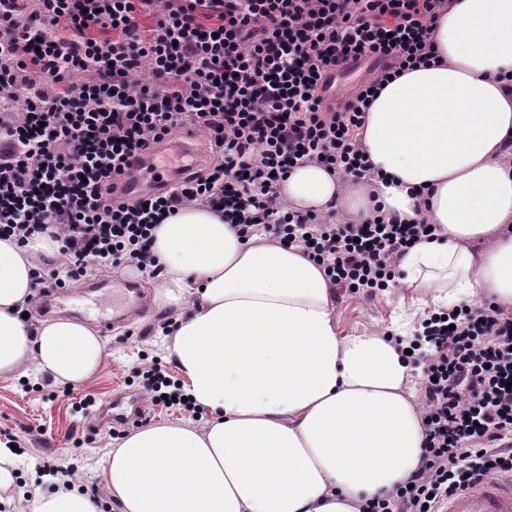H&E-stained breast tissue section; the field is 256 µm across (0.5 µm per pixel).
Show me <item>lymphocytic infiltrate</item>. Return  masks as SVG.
I'll return each mask as SVG.
<instances>
[{
    "mask_svg": "<svg viewBox=\"0 0 512 512\" xmlns=\"http://www.w3.org/2000/svg\"><path fill=\"white\" fill-rule=\"evenodd\" d=\"M448 0H0V239L60 241L62 288L102 266L157 277L154 230L182 208H215L241 238L300 246L330 288L370 298L408 249L430 239L424 211L360 221L297 209L279 184L316 164L342 182L370 177L359 137L383 86L437 60ZM152 26L143 29L141 18ZM373 67L326 103L331 68ZM194 127L221 158L169 186L116 201L143 149ZM422 368L424 454L406 484L366 512H443L450 497L512 476V314L490 300L432 313L401 340ZM152 401L196 413L152 367Z\"/></svg>",
    "mask_w": 512,
    "mask_h": 512,
    "instance_id": "1",
    "label": "lymphocytic infiltrate"
}]
</instances>
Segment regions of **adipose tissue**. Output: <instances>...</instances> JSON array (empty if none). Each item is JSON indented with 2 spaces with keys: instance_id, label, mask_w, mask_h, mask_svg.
I'll return each instance as SVG.
<instances>
[{
  "instance_id": "1",
  "label": "adipose tissue",
  "mask_w": 512,
  "mask_h": 512,
  "mask_svg": "<svg viewBox=\"0 0 512 512\" xmlns=\"http://www.w3.org/2000/svg\"><path fill=\"white\" fill-rule=\"evenodd\" d=\"M434 39L440 63L386 84L367 112L381 182L346 189L306 164L281 194L359 220L377 205L413 216L427 193L440 237L400 260L403 286L437 309L488 295L512 310V0H448ZM59 248L0 240V376L31 365L78 384L107 357L85 324L25 317L36 263ZM154 254L155 301L176 323L169 349L209 419L115 441L105 475L120 512H358L416 469L424 431L408 364L382 335L338 334L323 271L299 248L242 240L223 215L189 207L156 229Z\"/></svg>"
}]
</instances>
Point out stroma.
Segmentation results:
<instances>
[{"mask_svg": "<svg viewBox=\"0 0 512 512\" xmlns=\"http://www.w3.org/2000/svg\"><path fill=\"white\" fill-rule=\"evenodd\" d=\"M409 294V289L397 287L369 300L347 296L335 302L340 335L393 330L396 307ZM163 324L164 313L156 308L148 318L116 322L112 334L104 338L109 353L104 366L68 388L57 381L47 382L45 375L33 370L23 377H0V442L12 436L19 439L21 478L6 492L14 512L54 485L51 476L34 481L35 469L43 465L73 469L74 482L92 491L105 512H117L106 491L103 461L113 441L129 430L122 426L98 429L94 411L118 394L141 393L134 377L142 368L154 365L175 373V364L158 335Z\"/></svg>", "mask_w": 512, "mask_h": 512, "instance_id": "stroma-1", "label": "stroma"}]
</instances>
